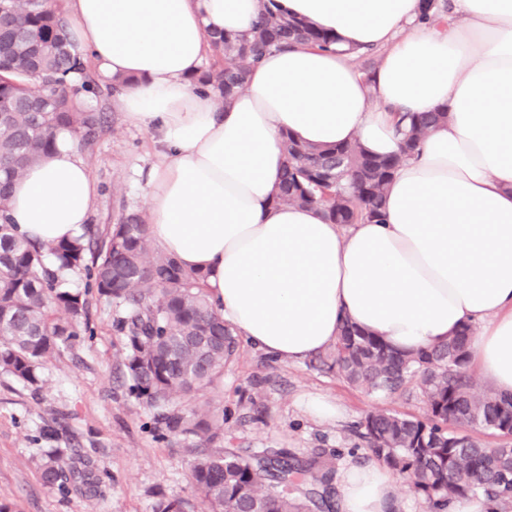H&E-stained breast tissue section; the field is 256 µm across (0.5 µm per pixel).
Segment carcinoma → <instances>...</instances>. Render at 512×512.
Wrapping results in <instances>:
<instances>
[{
	"label": "carcinoma",
	"mask_w": 512,
	"mask_h": 512,
	"mask_svg": "<svg viewBox=\"0 0 512 512\" xmlns=\"http://www.w3.org/2000/svg\"><path fill=\"white\" fill-rule=\"evenodd\" d=\"M448 11L447 0H423L421 20L437 26ZM334 43L335 36L283 13L275 0H259L250 38L211 34L224 64L204 70L198 82L227 99L244 88L266 51ZM98 96L85 62L71 51L58 0H0V372L38 389L41 366L91 334L83 319L95 295L114 306L128 392L154 411L158 436L197 440L189 476L204 512H335L340 451L299 459L282 448L255 454L221 447L228 416L211 395L239 339L204 276L151 247L149 218L124 207L105 235L87 224L80 236L57 242L33 239L12 224L11 185L51 153L56 130L70 129L81 150H93L109 120L87 104ZM447 119L445 111L412 118L398 150L384 156L357 141L314 147L286 132L274 202L318 206L332 224L379 223L395 170ZM76 270L88 278L82 291L64 277ZM470 335L466 324L441 346L400 353L346 320L332 348L311 360L370 393H396L419 379L424 415L381 410L358 428L374 460L429 512H447L450 501L478 494L498 507L512 501V445L490 451L449 427L452 420L496 433L512 424V395L477 391L469 373ZM199 397L202 402L184 409V399ZM38 467L44 482L68 489L69 457L51 450Z\"/></svg>",
	"instance_id": "1"
}]
</instances>
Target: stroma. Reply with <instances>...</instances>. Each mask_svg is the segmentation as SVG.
Returning a JSON list of instances; mask_svg holds the SVG:
<instances>
[{"label": "stroma", "instance_id": "35a3bbf8", "mask_svg": "<svg viewBox=\"0 0 512 512\" xmlns=\"http://www.w3.org/2000/svg\"><path fill=\"white\" fill-rule=\"evenodd\" d=\"M99 86L98 105L110 121L87 160L98 190L90 221L104 230L122 207L147 211L140 172L152 163L155 147L149 133L113 111L111 82ZM114 316L112 306L90 298L93 338L48 361L39 390L0 372V503L15 512H154L163 495L182 499L185 512H203L189 477L192 440L159 441L152 411L116 377L122 342ZM314 395L335 403L340 416L322 422L310 415L305 402ZM223 401L232 414L224 427L225 447L283 448L300 457L338 448L340 472L369 461L354 432L366 414L384 409L419 415L426 409L417 382L397 394H373L309 363L275 361L245 343L224 370ZM52 449L92 472L97 491L63 493L45 484L36 463Z\"/></svg>", "mask_w": 512, "mask_h": 512}]
</instances>
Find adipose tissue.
Listing matches in <instances>:
<instances>
[{
	"instance_id": "1",
	"label": "adipose tissue",
	"mask_w": 512,
	"mask_h": 512,
	"mask_svg": "<svg viewBox=\"0 0 512 512\" xmlns=\"http://www.w3.org/2000/svg\"><path fill=\"white\" fill-rule=\"evenodd\" d=\"M290 15L378 48L373 78L350 55L273 50L219 107L200 90L212 32L246 34L258 0H67V32L105 77L131 78L115 106L152 133V241L206 277L247 344L301 362L350 319L416 352L473 325L470 362L512 393V0H453L460 24L419 23L421 0H277ZM378 106H371V99ZM444 109L448 122L395 173L383 223H328L273 201L284 133L314 145L398 148L393 116ZM11 188L20 232L81 234L97 196L73 134ZM396 478L377 464L342 477L339 512H391Z\"/></svg>"
}]
</instances>
